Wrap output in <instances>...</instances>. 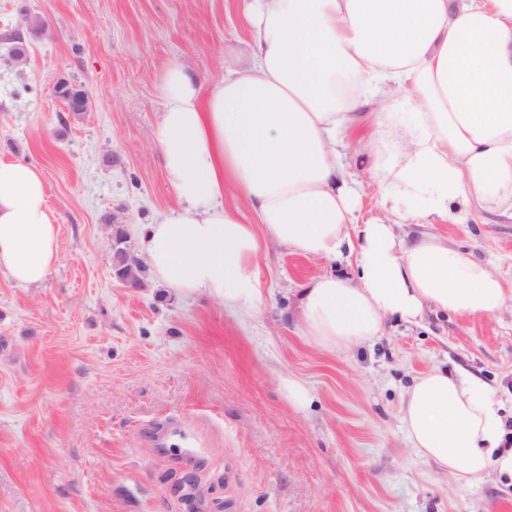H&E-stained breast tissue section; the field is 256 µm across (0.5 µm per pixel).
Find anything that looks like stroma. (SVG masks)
<instances>
[{
  "instance_id": "35a3bbf8",
  "label": "stroma",
  "mask_w": 512,
  "mask_h": 512,
  "mask_svg": "<svg viewBox=\"0 0 512 512\" xmlns=\"http://www.w3.org/2000/svg\"><path fill=\"white\" fill-rule=\"evenodd\" d=\"M241 0H0V158L44 173L60 260L41 283L0 275V512H512V479L455 482L418 458L406 389L440 368L481 378L512 430V303L489 316L426 312L330 350L302 333L303 288L347 271L267 242L258 311L112 272V231L178 203L156 139L160 81L179 64L212 84L245 67ZM40 16L25 67L5 31ZM89 93L66 112L55 84ZM356 139L340 161L375 214ZM512 281V223L467 211L431 225ZM292 378L303 405L284 393Z\"/></svg>"
}]
</instances>
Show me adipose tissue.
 <instances>
[{
	"mask_svg": "<svg viewBox=\"0 0 512 512\" xmlns=\"http://www.w3.org/2000/svg\"><path fill=\"white\" fill-rule=\"evenodd\" d=\"M250 65L202 89L184 67L161 79L157 140L178 204L138 236L152 277L225 308L255 312L253 274L266 240L325 262L355 256L353 276L325 273L301 298L303 332L351 348L389 320L417 325L426 309L463 318L512 301V284L428 232L457 207L512 223V0H243ZM379 216L336 159L356 125ZM236 190L258 225L225 208ZM402 224L423 233L398 234ZM59 261L45 176L0 158V274L20 287ZM415 453L465 484L488 470L512 478V449L479 378L434 369L402 401Z\"/></svg>",
	"mask_w": 512,
	"mask_h": 512,
	"instance_id": "obj_1",
	"label": "adipose tissue"
}]
</instances>
